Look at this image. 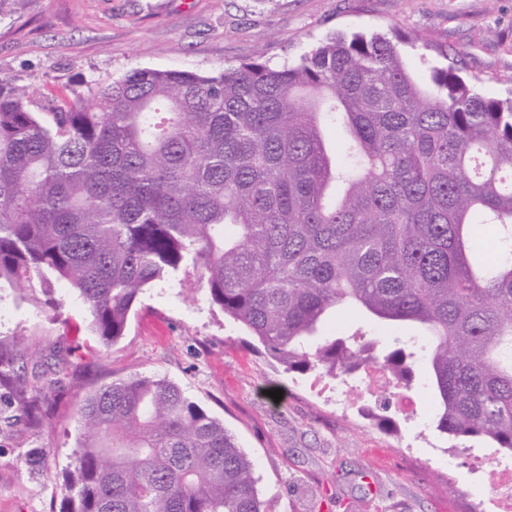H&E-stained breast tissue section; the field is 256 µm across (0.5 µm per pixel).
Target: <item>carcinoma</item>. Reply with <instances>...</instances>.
<instances>
[{
	"mask_svg": "<svg viewBox=\"0 0 512 512\" xmlns=\"http://www.w3.org/2000/svg\"><path fill=\"white\" fill-rule=\"evenodd\" d=\"M407 36L334 35L296 65L203 76L142 68L92 100L34 112L0 79V280L69 283L108 347L149 285L200 271L211 303L288 373L378 364L405 385L422 356L438 431L512 453V98L452 66L424 87ZM417 324L382 356L337 311ZM29 362L0 344V389L34 422ZM85 438L60 512H262L255 464L175 384L113 381L79 411Z\"/></svg>",
	"mask_w": 512,
	"mask_h": 512,
	"instance_id": "1",
	"label": "carcinoma"
}]
</instances>
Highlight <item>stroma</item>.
I'll use <instances>...</instances> for the list:
<instances>
[{
    "label": "stroma",
    "mask_w": 512,
    "mask_h": 512,
    "mask_svg": "<svg viewBox=\"0 0 512 512\" xmlns=\"http://www.w3.org/2000/svg\"><path fill=\"white\" fill-rule=\"evenodd\" d=\"M391 28L409 34L400 51L419 75L451 64L485 96L512 95V0H6L0 78L28 85L41 106L90 99L138 68L209 75L259 52L280 66L330 33ZM51 298L64 299L62 316ZM0 303L10 311L0 341L13 351L47 354L61 342L71 350L56 391L32 388L45 398L40 425L0 428V512H59L84 438L78 408L99 386L144 374L175 383L223 422L256 464L264 512H473L484 493L477 465L488 449L474 440L453 449L437 431L425 361L390 401L345 410L335 379L285 372L210 303L194 271L147 288L106 350L64 282L4 283ZM355 329L385 347L409 336L348 310L325 333ZM406 394L416 400L408 414L398 407ZM380 415L395 429L381 428ZM33 450L45 453L34 471L24 463Z\"/></svg>",
    "instance_id": "obj_1"
}]
</instances>
